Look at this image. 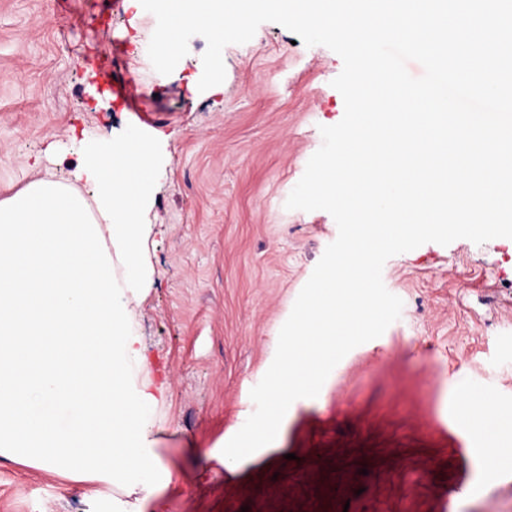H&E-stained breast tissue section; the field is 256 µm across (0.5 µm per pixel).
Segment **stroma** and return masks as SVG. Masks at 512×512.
I'll list each match as a JSON object with an SVG mask.
<instances>
[{
    "label": "stroma",
    "instance_id": "1",
    "mask_svg": "<svg viewBox=\"0 0 512 512\" xmlns=\"http://www.w3.org/2000/svg\"><path fill=\"white\" fill-rule=\"evenodd\" d=\"M153 14L126 0H0V200L40 179L69 182L84 147L127 125L159 136L146 215L145 297L132 304L163 386L144 445L160 460L146 499L110 477L73 478L0 454V512H512V469L488 467L457 416L471 386L512 410V239L426 243L391 257L403 301L382 336L351 350L316 398L234 469L219 458L255 405L282 325L338 228L285 203L344 115L343 61L266 22L223 50L221 85L190 92L206 40L171 74L147 53ZM135 85L100 106L99 62Z\"/></svg>",
    "mask_w": 512,
    "mask_h": 512
}]
</instances>
